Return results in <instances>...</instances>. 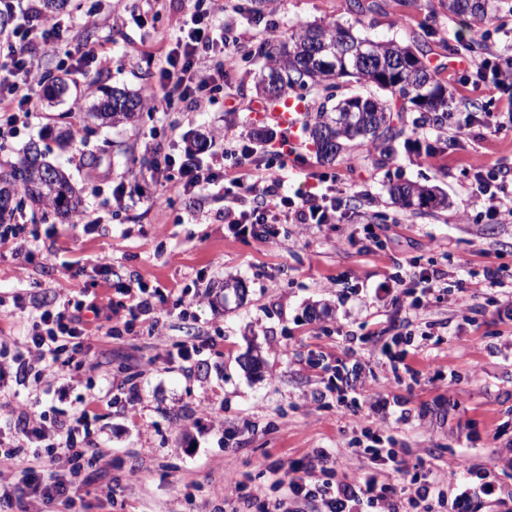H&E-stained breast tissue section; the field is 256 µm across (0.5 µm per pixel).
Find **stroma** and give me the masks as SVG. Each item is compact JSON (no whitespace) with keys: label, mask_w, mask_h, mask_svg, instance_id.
Masks as SVG:
<instances>
[{"label":"stroma","mask_w":512,"mask_h":512,"mask_svg":"<svg viewBox=\"0 0 512 512\" xmlns=\"http://www.w3.org/2000/svg\"><path fill=\"white\" fill-rule=\"evenodd\" d=\"M193 6L124 0L118 11L113 0H68L57 19L85 48H105L109 70L40 57L63 92L43 91L38 118L15 133L0 130V162L17 161L28 142L39 141L82 198L79 213L67 218L22 209L21 221L37 240L25 259L0 250V334L22 341L26 316L58 297L87 301L110 290L118 302L119 287L132 282L173 293L161 335H150L147 321L128 326L114 318V335L98 343L99 366L74 373L66 400L54 404V416L63 417L84 399L101 398L92 428L108 454L96 483L79 486L76 512H214L232 476L268 501L275 497L271 464L287 468L318 448L365 446L376 430L403 464L439 476L448 497L464 487L465 467L482 469L498 493L473 499V512H512V223H497L468 189L478 166L512 177V130H495L489 119L506 92L474 85L460 61L465 52L482 56L492 42L512 54V0H499L495 18L481 27L448 15L441 0H378L361 16L350 0H276L260 14L282 41L302 26L335 22L410 46L439 70L451 112L472 113L454 144L447 130L419 125L418 112L391 101L405 134L379 165L366 144H349L327 164L302 141L288 165L334 176L342 216L333 224L275 225L268 241L224 223L219 214L228 200L213 191L153 207L161 187L145 154L149 146L163 155L190 150L210 162L220 127L232 146L224 156L227 177L239 173L244 144L256 162L277 166L269 148L280 140L279 128L270 127L265 142L253 137L261 126L254 107L264 101L255 81L266 64L256 42L242 44L235 72L207 111L178 104L167 115L144 111L117 125L92 114L106 91L149 92L142 46L177 32ZM88 82L94 95L77 99ZM375 91L345 77L332 90L297 87L288 96L313 112L327 97ZM62 126L73 134L63 149L54 137ZM401 182L430 187L448 204L404 209L388 193ZM119 184L129 206L118 211L112 189ZM86 212L100 218L94 229L80 221ZM366 222L380 228L369 245L359 235ZM449 252L467 254L475 275L499 267V286L482 287L474 276L467 290L448 286L424 310L409 309L401 289L380 291L393 274L411 275L410 260L442 269ZM104 256L111 267L97 270ZM202 290V305L175 301ZM189 340L196 343L190 368L163 360ZM129 377L141 393L134 405L118 396ZM209 403L222 408L221 419L202 414ZM105 483L112 496L101 492Z\"/></svg>","instance_id":"obj_1"}]
</instances>
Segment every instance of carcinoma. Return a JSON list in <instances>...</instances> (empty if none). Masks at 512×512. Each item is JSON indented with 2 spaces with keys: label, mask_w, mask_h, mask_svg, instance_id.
<instances>
[{
  "label": "carcinoma",
  "mask_w": 512,
  "mask_h": 512,
  "mask_svg": "<svg viewBox=\"0 0 512 512\" xmlns=\"http://www.w3.org/2000/svg\"><path fill=\"white\" fill-rule=\"evenodd\" d=\"M448 14L470 17L484 23L492 19L494 0H444ZM292 45H283L267 53V63L259 81L262 94L272 92L283 95L295 87L334 85L336 70H348V74L373 83L409 103L415 111L423 113L421 122L442 128L448 120V96L438 77V71L429 68L424 60L410 47H402L393 41H375L354 35L341 25L310 24L301 27L291 37ZM327 52L316 55L315 47ZM357 46L363 51L358 59L348 49ZM412 58L411 68L403 71L398 81L385 79L384 70L391 67L394 57L400 53ZM144 110V99L137 93L114 89L106 100L95 107V116L105 123L130 122ZM304 129L315 144L322 160L331 163L346 143L360 140L370 143L385 155L403 130L393 125L390 107L382 97L349 96L336 100V104L321 106L315 115L307 119ZM33 147H28L22 164L7 165L4 174L14 185L21 186L23 193L36 204H51L55 213L67 217L77 211L81 198L64 171H57L53 190L42 192L28 185L27 171ZM391 196L404 207L421 211L447 205L445 198L432 190L414 183H399L390 188Z\"/></svg>",
  "instance_id": "cac0c4a2"
}]
</instances>
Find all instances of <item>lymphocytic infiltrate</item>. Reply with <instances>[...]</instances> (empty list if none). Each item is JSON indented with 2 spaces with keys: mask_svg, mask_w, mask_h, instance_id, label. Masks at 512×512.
I'll return each mask as SVG.
<instances>
[{
  "mask_svg": "<svg viewBox=\"0 0 512 512\" xmlns=\"http://www.w3.org/2000/svg\"><path fill=\"white\" fill-rule=\"evenodd\" d=\"M0 5L22 18L17 27L0 28V127H15L37 114L43 86L40 55L94 62L99 70L108 69L106 51H90L61 36L58 22L41 10L37 0H0ZM242 12L240 0H210L207 8H194L187 28L167 44L143 50L153 77L146 97L148 111L167 112L177 101L192 112L205 111L214 104L212 92L222 88L235 64L231 48L241 41L224 18ZM240 155L244 169L229 183L241 207L225 210V223L263 230L271 224L335 223L338 205L333 186L317 191L300 187L286 195L281 191V172L253 161L250 147H242ZM150 176L181 196L212 190L225 180L224 165L216 153L207 165L190 155L181 160L168 157L163 164L152 167ZM471 190L493 217L505 224L512 222V189L492 186L477 169ZM116 308L107 294L90 303L67 300L59 308L43 310L30 324L23 342L0 351V373L8 371L21 380L32 365H39L41 376L53 387L55 396L64 398L73 372L95 356V334L103 326L91 324V317L112 313ZM98 402V397H89L82 408L65 419L52 421L37 412L34 402H0V422L13 431L12 444L0 448L1 502L21 507L36 499L71 512L74 484L85 470L86 441L97 417ZM364 452L379 471L357 483L316 479V470H327L337 462L336 455L326 450L317 452L309 462L292 466L288 480L274 483L278 492L276 512H289V502L296 499L313 503L315 512H403L404 506L430 501L442 508L452 507L453 512H470L474 495L491 496L497 491L485 473L472 469L468 472V488L450 500L439 477L399 465L393 449L374 444L366 446ZM394 474L406 477L407 497H399L391 484Z\"/></svg>",
  "mask_w": 512,
  "mask_h": 512,
  "instance_id": "obj_1",
  "label": "lymphocytic infiltrate"
}]
</instances>
